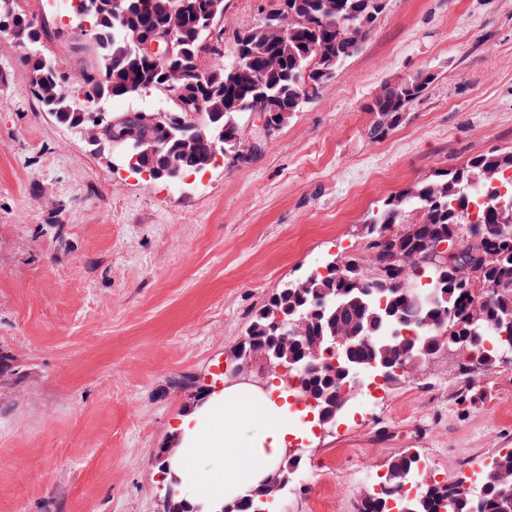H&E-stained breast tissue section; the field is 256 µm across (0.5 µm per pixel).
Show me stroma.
<instances>
[{"label": "stroma", "instance_id": "stroma-1", "mask_svg": "<svg viewBox=\"0 0 512 512\" xmlns=\"http://www.w3.org/2000/svg\"><path fill=\"white\" fill-rule=\"evenodd\" d=\"M26 11L80 78L95 59L68 0ZM271 0H224L234 30ZM24 52L0 35V512H158V452L188 411L185 379L216 377L255 311L340 254L434 171L512 148V0H389L340 76L247 161L144 180L44 112ZM433 81L384 138V84ZM441 360L366 391L328 426L293 416L304 456L287 512H357L369 477L410 450L476 478L512 448V363L460 405Z\"/></svg>", "mask_w": 512, "mask_h": 512}]
</instances>
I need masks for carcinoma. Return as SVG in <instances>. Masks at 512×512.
Returning <instances> with one entry per match:
<instances>
[{"label":"carcinoma","mask_w":512,"mask_h":512,"mask_svg":"<svg viewBox=\"0 0 512 512\" xmlns=\"http://www.w3.org/2000/svg\"><path fill=\"white\" fill-rule=\"evenodd\" d=\"M190 10L181 33L179 52L165 65L122 52L121 23L107 9L90 16L96 37L89 42L96 66L76 83L50 60L36 52L25 58L33 97L58 123L73 127L90 111L76 101L80 95L96 100L131 99L156 90L165 69L183 71L181 98L202 105L205 119L224 130V155H238V134L253 110L273 103L270 131L317 95L327 81L342 72L354 56L349 35L368 36L386 8V0H279L259 25L242 30L234 39L236 54L246 53V73L233 72L235 61L220 60L209 78L200 80L193 69L202 53L220 54L224 0H187ZM128 21L145 34L161 29L166 0H125ZM212 6L215 23L203 27L200 14ZM19 38L40 47L44 22L27 14L17 0H0ZM431 77L422 73L407 82L384 85L369 104L376 113L372 135L384 137L408 105L420 99ZM153 134L168 140L166 151L147 160L160 169L180 160L182 131L169 125ZM512 195V150H492L459 167L434 172L427 180L387 199L367 227L368 261L353 255L338 257L340 268L326 276L290 281L273 294L252 317L237 349L274 355L288 340L293 353L288 370L301 379L304 396L317 402V421L328 420L342 391L355 373L400 377L397 368L406 356L428 359L434 349L455 348L461 338L468 349L457 355V369L468 379L474 371L488 372L512 356V219L502 220L499 191ZM454 237L460 256L421 268L407 269L395 255L419 250L429 240ZM305 319L304 331L281 336L278 324ZM348 336L333 366L313 358L312 342L327 347ZM419 457L404 451L389 463L379 489L369 488L358 512H512V495L502 493L501 479L512 476V451L500 454L483 475L474 494L458 479L422 486L415 496H402L403 486L417 470ZM303 468L290 454L280 469L286 486ZM268 503L258 496L242 497L224 512H264Z\"/></svg>","instance_id":"1"}]
</instances>
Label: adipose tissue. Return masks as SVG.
I'll return each instance as SVG.
<instances>
[{
    "label": "adipose tissue",
    "instance_id": "ef3b65f1",
    "mask_svg": "<svg viewBox=\"0 0 512 512\" xmlns=\"http://www.w3.org/2000/svg\"><path fill=\"white\" fill-rule=\"evenodd\" d=\"M278 390L275 384L265 394L247 386L228 389L205 415L182 420L184 440L176 450V474L190 490L191 504L224 505L279 469L293 430L289 405L281 401ZM254 412L263 422L250 433L246 427ZM218 416L224 419L223 428L206 430V421Z\"/></svg>",
    "mask_w": 512,
    "mask_h": 512
}]
</instances>
